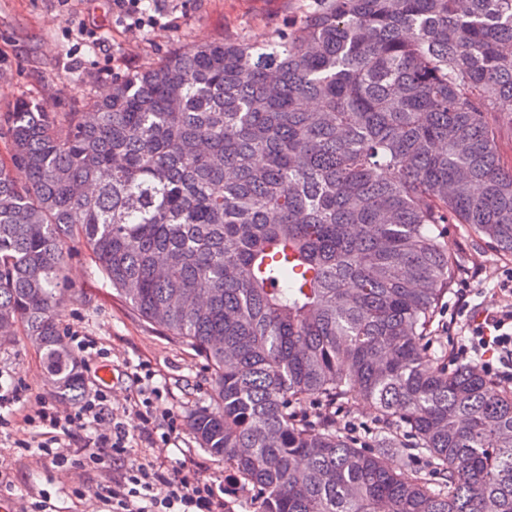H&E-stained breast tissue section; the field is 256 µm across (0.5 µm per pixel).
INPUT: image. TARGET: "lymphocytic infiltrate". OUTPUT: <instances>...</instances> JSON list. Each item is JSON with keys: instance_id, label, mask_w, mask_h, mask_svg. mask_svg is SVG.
<instances>
[{"instance_id": "f902f5d3", "label": "lymphocytic infiltrate", "mask_w": 512, "mask_h": 512, "mask_svg": "<svg viewBox=\"0 0 512 512\" xmlns=\"http://www.w3.org/2000/svg\"><path fill=\"white\" fill-rule=\"evenodd\" d=\"M470 339V344L453 348L454 357H483L488 371L497 363L512 367V303L482 311L472 323ZM489 353L497 354V362L486 361ZM24 421L33 433L15 439V447L23 451L52 456L60 464L122 468L120 481L95 490L96 498L110 503L112 512H224L223 486L192 470L132 457L131 432L113 414L105 389H94L78 407L64 413L53 402L40 400ZM81 430L91 433L84 447H62V440Z\"/></svg>"}]
</instances>
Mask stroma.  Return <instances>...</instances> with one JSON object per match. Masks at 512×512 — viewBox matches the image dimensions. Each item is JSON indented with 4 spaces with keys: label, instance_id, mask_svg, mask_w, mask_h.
Instances as JSON below:
<instances>
[{
    "label": "stroma",
    "instance_id": "35a3bbf8",
    "mask_svg": "<svg viewBox=\"0 0 512 512\" xmlns=\"http://www.w3.org/2000/svg\"><path fill=\"white\" fill-rule=\"evenodd\" d=\"M145 9L152 23L132 28L118 21L112 0H0V113L12 111L17 100L26 98L46 101L55 112L77 111L86 97L107 94L113 78L173 51L198 42L281 31L296 18L299 0H147ZM448 245L459 257L461 272L443 299L437 323L439 335L452 347L460 342L466 322L455 311L460 287H468L472 307H491L512 262L471 238L461 224L449 225ZM70 248L58 322L61 328L94 337L106 351L100 372L114 414L134 433L133 454L197 470L231 489L234 502L246 501V487L222 460L200 447L185 425L191 412L211 404V376L204 360L134 313L82 243L72 242ZM142 362L162 391L160 411L173 413L182 424L175 439L163 440L167 426L161 420L150 434L139 431L132 407L139 385L126 368ZM0 375L28 386L31 395L56 402L59 409L72 406L47 383L42 354L24 329L0 343ZM7 420L0 461L8 465L11 487L0 491V512H30L44 495L56 512H108L107 505L91 496L104 478L99 469L73 468L13 448L12 435L23 434L26 427L21 412L8 414ZM77 487L85 488L87 497L75 498Z\"/></svg>",
    "mask_w": 512,
    "mask_h": 512
}]
</instances>
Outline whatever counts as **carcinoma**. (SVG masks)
Segmentation results:
<instances>
[{
  "instance_id": "1",
  "label": "carcinoma",
  "mask_w": 512,
  "mask_h": 512,
  "mask_svg": "<svg viewBox=\"0 0 512 512\" xmlns=\"http://www.w3.org/2000/svg\"><path fill=\"white\" fill-rule=\"evenodd\" d=\"M505 130L512 0H311L78 112L21 101L0 115V340L23 326L80 399L58 323L78 240L205 361L214 406L187 426L253 512H512V386L432 336L459 267L443 225L512 260ZM358 399L382 431L345 427Z\"/></svg>"
}]
</instances>
